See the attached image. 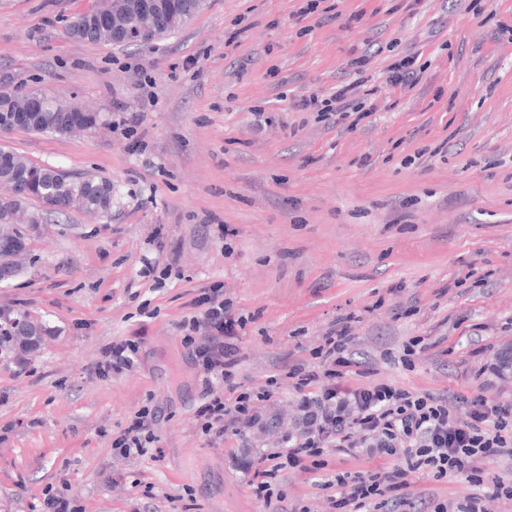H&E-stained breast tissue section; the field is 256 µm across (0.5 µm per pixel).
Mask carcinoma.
Instances as JSON below:
<instances>
[{
	"instance_id": "cac0c4a2",
	"label": "carcinoma",
	"mask_w": 512,
	"mask_h": 512,
	"mask_svg": "<svg viewBox=\"0 0 512 512\" xmlns=\"http://www.w3.org/2000/svg\"><path fill=\"white\" fill-rule=\"evenodd\" d=\"M106 16L91 24L78 15L67 25V34L77 40L96 44L128 45L118 32L135 17L145 14L160 26L166 36L176 32L203 6V0H105ZM99 116L77 105L53 99L32 91L22 99L17 94L0 90V130H25L37 134L68 135L76 130H89ZM0 182L12 189V198L0 200V261L14 262L28 251L27 237L17 224L18 217L38 224L52 216L77 210L96 215L112 211V181L93 175H75L55 167L37 165L10 149L0 148ZM37 201L41 209L28 211ZM43 326L27 316L11 324V342L23 349L32 347L30 337L40 336Z\"/></svg>"
}]
</instances>
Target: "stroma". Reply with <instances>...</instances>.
<instances>
[{"instance_id": "stroma-1", "label": "stroma", "mask_w": 512, "mask_h": 512, "mask_svg": "<svg viewBox=\"0 0 512 512\" xmlns=\"http://www.w3.org/2000/svg\"><path fill=\"white\" fill-rule=\"evenodd\" d=\"M94 4L0 0V88L100 115L74 136L0 133V148L113 189L109 217L71 211L29 231L21 272L0 284V310L46 327L36 349L0 352V512H40L64 489L75 512H273L245 465L297 429L288 371L348 313L367 382L512 400L499 369L512 356V37L496 34L512 0H421L413 13L404 0H321L304 18L300 0H207L175 34L127 47L67 36ZM408 48L411 88L388 78ZM362 54L375 93L356 128L293 111ZM257 109L270 119L259 134ZM213 286L248 318L237 384L272 391L266 429L217 443L181 342ZM127 336L142 339L135 371L99 376L104 348ZM413 338L412 366L383 358ZM148 403L162 410L157 452L116 455ZM326 461L282 472L287 504L329 512L321 484L348 465Z\"/></svg>"}]
</instances>
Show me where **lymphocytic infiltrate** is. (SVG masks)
<instances>
[{"instance_id": "f902f5d3", "label": "lymphocytic infiltrate", "mask_w": 512, "mask_h": 512, "mask_svg": "<svg viewBox=\"0 0 512 512\" xmlns=\"http://www.w3.org/2000/svg\"><path fill=\"white\" fill-rule=\"evenodd\" d=\"M365 83L362 77L342 82L328 97L312 94L294 108H317L327 119L346 117L355 109L354 90ZM202 303V310L181 324L182 342L195 354L207 395L197 417L211 440L241 437L246 429L265 426L260 404L269 400L270 392L241 391L233 382L240 363L238 334L246 318L224 302L220 289H213ZM352 322V317H343L323 336L314 352L320 368L299 362L290 369L288 376L301 395L302 427L287 438L285 452L250 464L252 493L267 501L285 500L277 489L280 471L292 467L317 472L331 448L354 460H373L374 465L326 481L330 512H488V501H512V482L488 473L492 460L512 456V402L478 395L462 418L454 399L444 394L385 383L350 384L358 365L350 351ZM154 419L149 407L139 409L113 439V447L126 456L146 453L156 440ZM425 475L438 482L461 478L472 490L450 498L412 494V479Z\"/></svg>"}]
</instances>
